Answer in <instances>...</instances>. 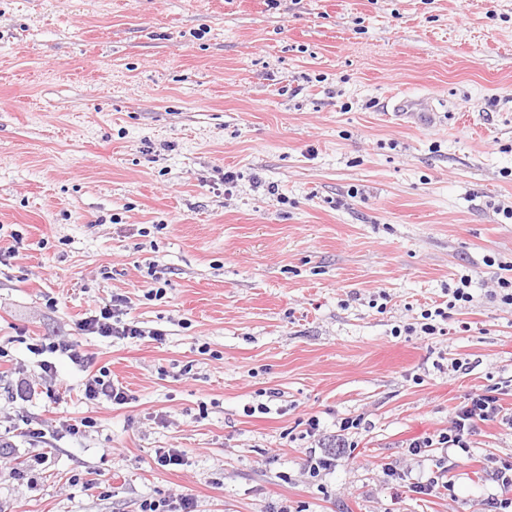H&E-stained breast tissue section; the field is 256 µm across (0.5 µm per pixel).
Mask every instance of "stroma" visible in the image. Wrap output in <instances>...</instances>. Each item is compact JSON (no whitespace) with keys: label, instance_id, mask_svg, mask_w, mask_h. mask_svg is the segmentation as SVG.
<instances>
[{"label":"stroma","instance_id":"35a3bbf8","mask_svg":"<svg viewBox=\"0 0 512 512\" xmlns=\"http://www.w3.org/2000/svg\"><path fill=\"white\" fill-rule=\"evenodd\" d=\"M399 97L440 116L397 124L381 106ZM507 208L512 0H0V512L181 493L196 512H479L511 428L479 424L467 453L408 446L479 389L512 414V307L492 295ZM464 275L453 335L422 333ZM115 294L143 337L80 330ZM39 339L79 344L128 402L86 400L67 358L44 374ZM22 377L66 395L17 406ZM23 414L95 425L48 435L29 484L11 474L34 450ZM312 416L361 421L316 478Z\"/></svg>","mask_w":512,"mask_h":512}]
</instances>
